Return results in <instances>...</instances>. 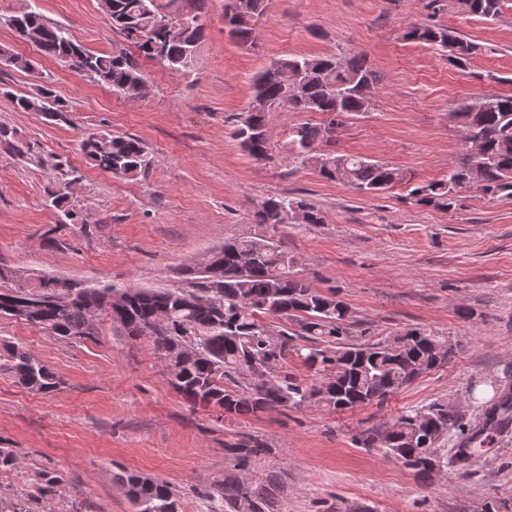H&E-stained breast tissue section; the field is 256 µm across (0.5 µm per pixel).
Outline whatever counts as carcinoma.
Wrapping results in <instances>:
<instances>
[{
	"instance_id": "carcinoma-1",
	"label": "carcinoma",
	"mask_w": 512,
	"mask_h": 512,
	"mask_svg": "<svg viewBox=\"0 0 512 512\" xmlns=\"http://www.w3.org/2000/svg\"><path fill=\"white\" fill-rule=\"evenodd\" d=\"M186 2L194 14L181 18L175 12L160 11L157 0H112L116 22L112 29L145 58L174 73L187 72L196 58L182 59L180 37H186L198 50L206 39V25L202 20L205 0ZM460 4L465 12L485 20L497 18L502 8V0H460ZM5 24L23 41L35 38L43 57L85 73L115 94L133 97L147 84L134 56L87 49L67 28L48 21L36 0H28ZM224 26L236 43L252 42L254 29L244 19L226 11ZM405 38L447 52L461 70L468 67L475 50L472 42L435 24H415ZM155 44L169 45L168 53L155 54ZM0 63L21 71L36 67L35 61L7 46H0ZM285 69L303 70L302 97H285L279 80V72ZM375 88L376 75L362 55L281 57L256 75L253 100L261 98L264 105L250 106L238 115L233 137L245 155L266 159L269 113L286 108L324 114L327 119L321 123L306 122L293 128L287 143L288 160L310 165L321 178L356 192L379 194L405 181L403 172L384 161L354 154H334L328 167L309 151L327 138L328 126L369 111ZM492 98L489 108L480 98L459 104L454 112L460 129L482 137L483 157L478 160L462 152L448 174L410 190L416 203L448 210L456 204L458 194L470 188L491 199L512 197V95L494 94ZM13 104L20 112L37 113L48 124L68 121L70 105L55 94L49 82L33 94L13 97ZM81 150L93 167L124 178H144L153 167L145 145L132 135L92 133L81 141ZM48 205L56 210L58 224H76L85 235L91 232L81 210L63 189L48 192ZM298 211L305 224L324 223L321 209L305 197L271 196L261 203L255 218L275 230L281 224L295 223L293 216ZM245 256L253 257V264L243 272L240 262ZM297 266L288 251L258 234L228 240L183 267V288L79 285L55 276L20 282L13 279L12 269L1 267L0 281L7 280L12 286L0 290V315L17 317L42 330L49 327V336L56 339L81 341L99 335V325L88 316L92 306L106 308L105 318L135 337L164 313L166 327L149 337L160 357L182 337H195V344L178 349L180 370L171 385L195 406L221 407L222 417L229 419L257 417L268 407L291 410L317 404L337 412L381 404L420 375L447 364L455 354L457 345L448 342V337L420 327L376 340L362 333L357 341H350L347 303L334 290L314 288L299 275ZM36 291L43 300L39 308L28 310L26 305ZM270 316L285 319L294 328L285 327L272 339L266 333ZM298 338L305 344L295 343ZM290 351L309 370L324 373L325 382L308 386L291 374L276 371ZM8 357L9 369L20 385L43 394L58 389L56 373L44 362L19 348L8 351ZM252 368L269 378L261 393L246 375ZM492 391L481 406L482 422L477 425L464 421L458 404L435 399L401 412L390 425L364 431L360 441L367 448L378 444L389 457L421 477L447 466L465 475L479 457L497 446L499 438L512 431V369H502ZM449 434L455 442L444 454L439 444ZM271 453L272 449L255 438L225 441L224 481L205 488L206 493L224 502V512H240L246 501L251 512H288L283 472L272 471L252 484L238 477L240 471L253 468ZM115 479L129 491L138 512H182L181 497L167 481L126 470Z\"/></svg>"
}]
</instances>
